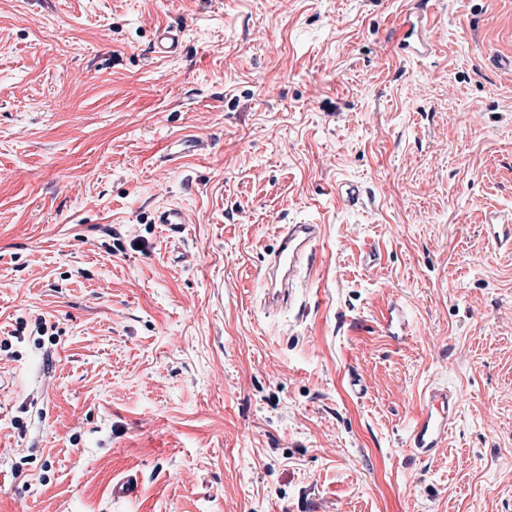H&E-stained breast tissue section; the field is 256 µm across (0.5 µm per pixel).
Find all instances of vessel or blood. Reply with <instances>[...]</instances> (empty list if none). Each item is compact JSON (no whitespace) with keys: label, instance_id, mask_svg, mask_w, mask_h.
<instances>
[{"label":"vessel or blood","instance_id":"b4317fda","mask_svg":"<svg viewBox=\"0 0 512 512\" xmlns=\"http://www.w3.org/2000/svg\"><path fill=\"white\" fill-rule=\"evenodd\" d=\"M429 0H419L414 16L405 17L400 27L403 35L431 26ZM183 32L170 26L158 27L153 36L152 51L164 58L180 54ZM276 248L258 275L266 288L265 305L275 312L287 303L302 279L305 260L310 259L321 234L317 224H280L276 227ZM458 397L447 387H428L420 397L407 434L411 452L422 459L433 458L448 438V428L456 415Z\"/></svg>","mask_w":512,"mask_h":512}]
</instances>
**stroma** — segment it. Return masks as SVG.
Segmentation results:
<instances>
[{
	"instance_id": "1",
	"label": "stroma",
	"mask_w": 512,
	"mask_h": 512,
	"mask_svg": "<svg viewBox=\"0 0 512 512\" xmlns=\"http://www.w3.org/2000/svg\"><path fill=\"white\" fill-rule=\"evenodd\" d=\"M413 3L0 0V512H512V249L483 229L512 220V0H432L408 58ZM309 222L265 313L274 229ZM433 385L460 403L427 461ZM428 4L429 0L418 1V6L415 8L416 12L406 13L403 23L400 26L399 30L403 33V36L400 37V42L402 43L403 49L409 57H423L428 55L432 50L430 41L428 39L422 38L419 46H411L410 43H407L406 41L408 35L413 34L417 25L420 30H429L431 28L432 25L430 21V9ZM412 17H415V22L413 21ZM183 46V31L170 26H159L155 30L152 51L159 57L170 58L181 53ZM276 248L267 264L258 270L266 291L265 306L276 312L287 303L302 280L306 260L310 257L321 234L320 224H279L276 227ZM457 405V394L448 387L430 386L422 393L407 434V445L415 456L422 459L435 456L448 438Z\"/></svg>"
}]
</instances>
